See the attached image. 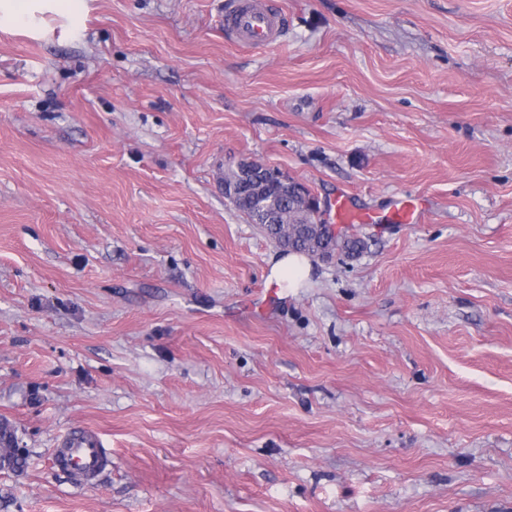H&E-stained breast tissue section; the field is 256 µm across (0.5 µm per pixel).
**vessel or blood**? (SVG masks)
Instances as JSON below:
<instances>
[{
    "instance_id": "b4317fda",
    "label": "vessel or blood",
    "mask_w": 512,
    "mask_h": 512,
    "mask_svg": "<svg viewBox=\"0 0 512 512\" xmlns=\"http://www.w3.org/2000/svg\"><path fill=\"white\" fill-rule=\"evenodd\" d=\"M220 22L236 44L259 48L278 43L288 23L276 0H233ZM57 466L77 473L84 485H95L109 462V451L97 433L83 431L65 436L55 450Z\"/></svg>"
}]
</instances>
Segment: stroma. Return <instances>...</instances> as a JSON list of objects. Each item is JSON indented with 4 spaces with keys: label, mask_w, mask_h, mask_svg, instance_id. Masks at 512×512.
I'll return each mask as SVG.
<instances>
[{
    "label": "stroma",
    "mask_w": 512,
    "mask_h": 512,
    "mask_svg": "<svg viewBox=\"0 0 512 512\" xmlns=\"http://www.w3.org/2000/svg\"><path fill=\"white\" fill-rule=\"evenodd\" d=\"M225 2L0 20V512H512V0H280L259 50ZM243 159L363 251L270 288ZM246 163H254L257 166L260 167V169L255 172L250 166H248ZM241 170V172H240ZM235 172H240L242 181L239 186V190H243L244 188H247L252 181H257L256 174H264L267 178L273 180V181H280L283 183L290 182V177L285 175L283 172H281L279 169L272 167L270 165L266 164H260L256 162H240L235 169H231L228 172H225V178L227 176L233 175ZM55 462L57 466L77 473L84 486H93L109 462V450L93 431L69 434L55 449Z\"/></svg>",
    "instance_id": "stroma-1"
}]
</instances>
